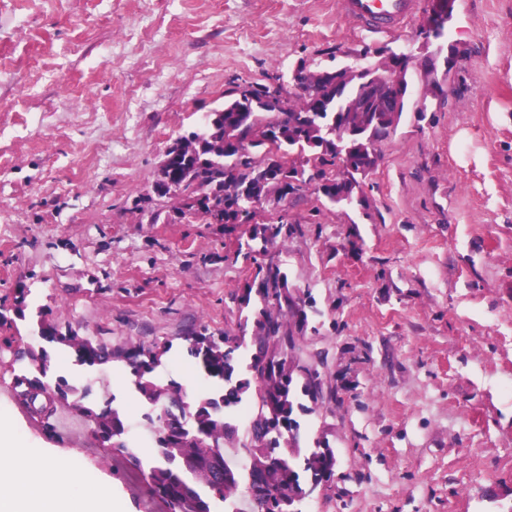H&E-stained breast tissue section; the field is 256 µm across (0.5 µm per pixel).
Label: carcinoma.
<instances>
[{
	"mask_svg": "<svg viewBox=\"0 0 512 512\" xmlns=\"http://www.w3.org/2000/svg\"><path fill=\"white\" fill-rule=\"evenodd\" d=\"M398 53L382 62L339 68L341 81L331 71L317 67L302 70V93L279 87L282 109L276 120L254 107L237 89L228 91L224 106L204 116L195 131L173 144V181L178 189L169 197L182 202L176 211L200 215L208 224L224 225L230 234L236 225L255 218L256 202L288 195V182L280 175L291 171L296 191H310L331 204H350L373 171L369 155L392 139L406 114L417 105L416 91L402 68V90L387 111L368 101L364 112L350 111V101L367 88L364 70L379 75ZM294 224L282 219L262 222L246 240H238L235 257L256 264L253 279L235 295L244 318L238 334L215 335L203 327L184 337L187 351L203 374L224 383L222 392L188 393L175 381L162 383L152 373L163 352L131 344L114 350L68 330L63 335L45 322L39 335L48 344L73 350L76 361L97 368L122 361L147 408L150 439L158 463L144 469L136 447L127 438V424L106 399L89 404L90 389L78 388L60 378L50 406L36 402L46 392L42 380L49 367L45 348L19 347L15 361L26 366L14 377V395L34 411L50 418L65 408L93 424L92 435L112 446L124 466L141 475L167 512H216V507L239 497L252 512H303V501L288 490H306L331 481L336 457L325 442L303 452L298 446L301 425L296 412L311 413L325 400L336 398L327 388L318 366L301 361L299 337L305 335L316 300L308 289L291 288L275 247L295 234ZM249 344L247 376L239 374L236 352ZM246 406L250 429L241 436L226 421V414ZM245 455L248 467L239 469L225 461V449Z\"/></svg>",
	"mask_w": 512,
	"mask_h": 512,
	"instance_id": "obj_1",
	"label": "carcinoma"
}]
</instances>
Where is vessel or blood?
I'll use <instances>...</instances> for the list:
<instances>
[{"label": "vessel or blood", "mask_w": 512, "mask_h": 512, "mask_svg": "<svg viewBox=\"0 0 512 512\" xmlns=\"http://www.w3.org/2000/svg\"><path fill=\"white\" fill-rule=\"evenodd\" d=\"M340 4L362 37L377 40L406 28L421 0H340Z\"/></svg>", "instance_id": "b4317fda"}]
</instances>
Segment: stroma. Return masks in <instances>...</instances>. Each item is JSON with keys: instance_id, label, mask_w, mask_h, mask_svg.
<instances>
[{"instance_id": "obj_1", "label": "stroma", "mask_w": 512, "mask_h": 512, "mask_svg": "<svg viewBox=\"0 0 512 512\" xmlns=\"http://www.w3.org/2000/svg\"><path fill=\"white\" fill-rule=\"evenodd\" d=\"M420 20L358 38L338 0H0V417L37 450L75 452L127 512H165L89 431L47 433L17 404L14 346L38 319L112 347L168 345L155 376L207 392L190 331L237 333L251 274L220 224L187 221L153 184L164 149L224 103L231 81L335 68L364 50L411 53ZM443 74L365 181L366 204L268 203L290 286L320 311L301 359L336 402L301 419L328 441L333 482L310 512H512V0H455ZM109 397L144 466L155 454L121 362L50 352L59 378Z\"/></svg>"}]
</instances>
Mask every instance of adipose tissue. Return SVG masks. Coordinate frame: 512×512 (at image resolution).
I'll return each mask as SVG.
<instances>
[{
  "label": "adipose tissue",
  "instance_id": "ef3b65f1",
  "mask_svg": "<svg viewBox=\"0 0 512 512\" xmlns=\"http://www.w3.org/2000/svg\"><path fill=\"white\" fill-rule=\"evenodd\" d=\"M0 512H125L111 481L76 455L22 449L0 418Z\"/></svg>",
  "mask_w": 512,
  "mask_h": 512
}]
</instances>
